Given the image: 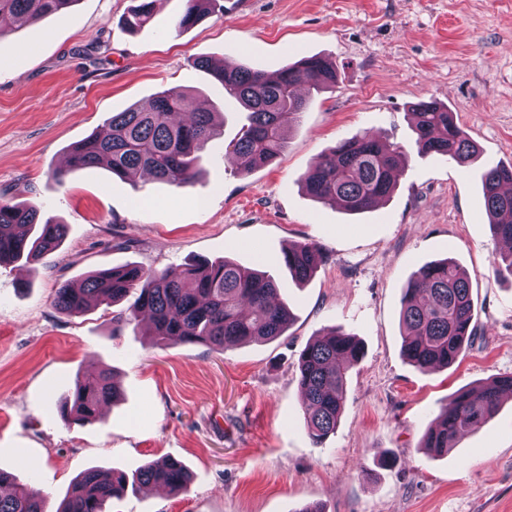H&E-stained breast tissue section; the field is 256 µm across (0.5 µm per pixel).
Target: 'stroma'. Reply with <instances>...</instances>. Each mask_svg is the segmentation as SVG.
Returning <instances> with one entry per match:
<instances>
[{"label": "stroma", "instance_id": "stroma-1", "mask_svg": "<svg viewBox=\"0 0 512 512\" xmlns=\"http://www.w3.org/2000/svg\"><path fill=\"white\" fill-rule=\"evenodd\" d=\"M134 4L75 0L0 40V202L67 226L56 250L0 265V469L48 494L50 512L87 468L130 473L163 457L187 464L186 491L143 488L106 512H512V398L447 455L421 446L453 393L512 376V280L490 271L481 186L512 164V0H218L182 32L184 0H162L131 31L122 18ZM310 55L335 64V87L311 95L274 163L238 169L227 146L246 114L196 59L272 72ZM172 87L223 128L191 187L104 168L55 179L112 113ZM421 101L447 105L467 129L470 166L420 155L409 112ZM363 133L407 156L390 198L350 215L309 197L313 162ZM297 242L326 255L303 283L282 260ZM227 257L273 277L292 312L283 336L224 351L159 346L145 326L114 331L112 308L53 305L60 283L92 271ZM447 257L471 276L476 334L454 365L422 371L402 356L401 298L420 266ZM334 326L363 356L318 448L296 363ZM104 368L115 402L90 422L62 418L76 381ZM385 454L397 465L381 466Z\"/></svg>", "mask_w": 512, "mask_h": 512}]
</instances>
